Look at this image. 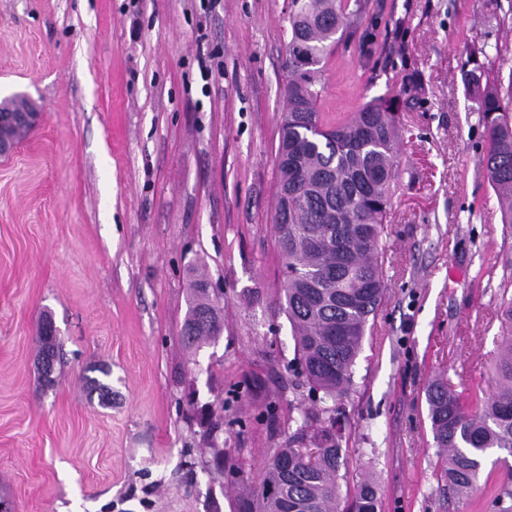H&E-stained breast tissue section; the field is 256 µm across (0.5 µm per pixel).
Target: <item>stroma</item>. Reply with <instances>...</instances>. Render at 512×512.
I'll list each match as a JSON object with an SVG mask.
<instances>
[{"instance_id":"35a3bbf8","label":"stroma","mask_w":512,"mask_h":512,"mask_svg":"<svg viewBox=\"0 0 512 512\" xmlns=\"http://www.w3.org/2000/svg\"><path fill=\"white\" fill-rule=\"evenodd\" d=\"M499 3L369 0L371 46L351 34L321 73L330 120L393 76L422 79L401 116L386 294L333 406L340 487L372 477L383 512H493L504 478L489 457L473 491L449 492L425 396L437 376L465 396L494 389L512 237L461 72L482 46L486 69L512 72V16ZM290 11L291 0H0V100L24 96L40 114L0 156L10 512H235L309 406L285 386L295 351L272 230ZM196 271L224 288V332L194 352L179 334ZM45 317L59 351L49 383L36 339ZM219 397L224 425L211 432L187 402ZM216 447L235 472L206 474Z\"/></svg>"}]
</instances>
